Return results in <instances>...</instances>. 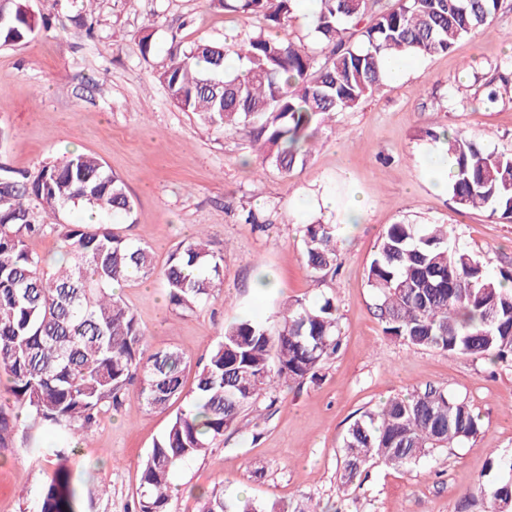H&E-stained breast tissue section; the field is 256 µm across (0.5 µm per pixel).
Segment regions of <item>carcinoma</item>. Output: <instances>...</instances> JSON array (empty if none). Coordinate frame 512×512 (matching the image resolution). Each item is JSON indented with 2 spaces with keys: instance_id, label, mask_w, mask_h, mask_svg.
Here are the masks:
<instances>
[{
  "instance_id": "1",
  "label": "carcinoma",
  "mask_w": 512,
  "mask_h": 512,
  "mask_svg": "<svg viewBox=\"0 0 512 512\" xmlns=\"http://www.w3.org/2000/svg\"><path fill=\"white\" fill-rule=\"evenodd\" d=\"M226 13L261 22L232 49L195 41L172 45L158 72L171 101L226 132L248 130L271 167L288 174L311 156L313 139L336 113L354 109L388 81L387 58L449 51L471 32L490 26L499 0H319L314 33L324 54L282 39L297 0H210ZM29 0H0V46L19 44L48 28ZM359 44H349L350 31ZM452 159L449 190L462 208H480L512 223V153L486 151L464 129L433 131ZM38 202L39 218L27 201ZM68 208H85L95 224L56 221ZM134 202L123 180L96 157L71 153L44 164L30 179L0 173V369L15 402L35 427L64 434L71 449L128 386L149 409L176 401V414L147 454L134 512H167L174 471L200 457L224 430L268 390L313 380L340 346L336 306H282L267 324L245 317L224 328L198 367L192 393L184 392L187 361L175 350L149 356L133 310L112 290L154 274L149 247L112 225L131 220ZM55 235L62 258L47 262L28 247ZM305 263L313 271L337 258L335 224H307ZM162 277L169 303L192 311L224 282V253L199 230L181 242ZM386 332L420 349L450 356H512V274H492L483 259L452 243L446 224H390L380 234L369 265ZM20 419L0 408V447L13 441ZM480 431L466 399L427 387L392 397L363 411L349 425L340 459L341 484L360 481L368 465L408 467L437 449L451 448ZM509 478L484 494L483 512H512V458L495 460ZM198 512H287L248 498H226L212 488L197 496ZM70 471L58 465L47 476L37 512H79Z\"/></svg>"
}]
</instances>
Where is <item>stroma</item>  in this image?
Masks as SVG:
<instances>
[{"label": "stroma", "instance_id": "obj_1", "mask_svg": "<svg viewBox=\"0 0 512 512\" xmlns=\"http://www.w3.org/2000/svg\"><path fill=\"white\" fill-rule=\"evenodd\" d=\"M30 6L52 27L0 47V167L32 176L67 151L94 154L124 181L135 213L121 229L148 244L156 267L200 227L224 252V282L195 310H172L157 276L121 288L147 353L178 350L193 369L244 315L273 322L295 299L329 298L337 308L341 347L319 379L261 397L205 456L185 463L172 478L170 512H197L198 491L219 482L228 497L317 512H460L464 496L492 488L499 475L490 461L512 457V361L451 357L390 336L367 275L379 235L402 222L448 225L491 272L512 270V223L461 208L449 191L434 189L425 164L436 148L430 130L462 128L485 149L512 153V92L482 104L489 82L512 80V0H501L491 28L448 53L408 57L402 79L337 113L335 128L315 137L308 162L286 175L261 165L246 133L177 108L156 77L172 41L233 44L257 31L258 21L209 0H96L90 38L73 21L77 0ZM147 22L155 35L146 55ZM327 196L335 207L322 206ZM359 197L363 223H345ZM318 220L338 225L339 244L335 271L313 274L302 229ZM428 385L465 397L481 420L479 434L411 468L373 464L361 484L341 486L339 457L352 420ZM174 415L147 409L130 386L65 462L83 512H130L140 463ZM54 444L21 421L13 445L0 448V512H34L58 464L40 451Z\"/></svg>", "mask_w": 512, "mask_h": 512}]
</instances>
